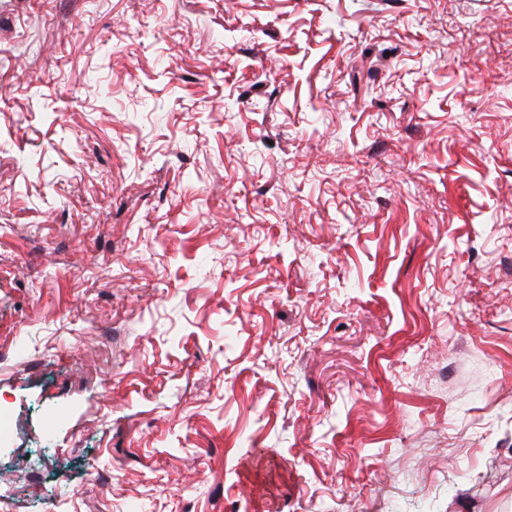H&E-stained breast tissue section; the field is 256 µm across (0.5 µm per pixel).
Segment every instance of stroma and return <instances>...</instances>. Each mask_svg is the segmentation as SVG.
Returning a JSON list of instances; mask_svg holds the SVG:
<instances>
[{
  "instance_id": "stroma-1",
  "label": "stroma",
  "mask_w": 512,
  "mask_h": 512,
  "mask_svg": "<svg viewBox=\"0 0 512 512\" xmlns=\"http://www.w3.org/2000/svg\"><path fill=\"white\" fill-rule=\"evenodd\" d=\"M0 405V512H512V0H0Z\"/></svg>"
}]
</instances>
